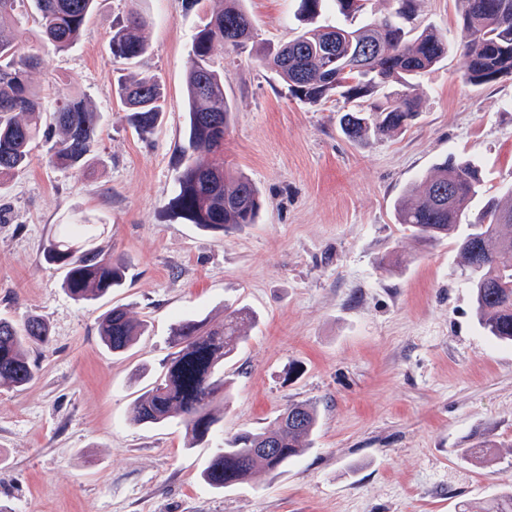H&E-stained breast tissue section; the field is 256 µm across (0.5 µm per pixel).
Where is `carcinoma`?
<instances>
[{
    "label": "carcinoma",
    "instance_id": "obj_1",
    "mask_svg": "<svg viewBox=\"0 0 512 512\" xmlns=\"http://www.w3.org/2000/svg\"><path fill=\"white\" fill-rule=\"evenodd\" d=\"M22 0H0V185L25 169L33 145L57 135L46 155L56 169L79 171L91 161L96 146V113L82 95H63L51 112L42 107L31 71L39 58L26 54L14 17ZM43 38L60 53L81 39L97 0H30ZM369 0H299V15L313 19L328 5L344 20L365 13ZM463 40V79L481 86L512 76V0H459ZM415 0H402L399 19L367 18L358 26L340 20L304 29L275 48L263 47L258 60L284 82L292 97L311 106L333 97L348 109L340 118L344 135L363 141L404 130L416 112L412 79L433 69L448 53V38L432 30L409 36L405 22ZM148 22L130 14L114 27L110 41L114 71L142 57ZM254 22L243 0H222L220 9L193 34L185 77L188 105L186 143L181 150L177 190L169 202L191 224L229 231L256 222L260 195L252 181L224 170V129L234 107L224 91V67L216 53L224 47L244 50L255 43ZM400 93L370 107L365 102L391 83ZM117 93L125 120L140 132L153 129L164 112V96L156 77H122ZM397 223L424 246L453 239L467 270L478 324L490 338L512 345V189L502 195L485 188L477 167L448 156L425 182L419 202L401 201ZM96 225L86 221L76 230L54 237L44 251L45 262L65 270L64 287L78 302H92L122 288L126 263L96 246ZM255 322L244 307L224 312L213 325L189 317L172 328L174 352L162 377L150 383L132 404L135 425L176 423L189 444L209 440L219 416L216 403L228 396L221 364L232 359L245 340L244 326ZM144 332L142 323L115 306L100 317L98 336L114 355L125 353ZM50 331L37 315L21 324L0 318V387L25 389L35 378L28 357L33 344L46 345ZM318 409L293 403L276 417L274 426L247 430L215 450L203 472L216 490L234 488L259 472L276 471L304 455L312 445ZM496 444L483 442L467 449L479 464L493 460ZM483 512H512V491L490 495Z\"/></svg>",
    "mask_w": 512,
    "mask_h": 512
}]
</instances>
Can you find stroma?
Listing matches in <instances>:
<instances>
[{
    "label": "stroma",
    "instance_id": "stroma-1",
    "mask_svg": "<svg viewBox=\"0 0 512 512\" xmlns=\"http://www.w3.org/2000/svg\"><path fill=\"white\" fill-rule=\"evenodd\" d=\"M297 0H244L257 43L297 33ZM218 0H98L79 43L58 53L18 13L43 106L59 90L86 95L102 118L95 157L77 173L49 167L38 146L28 170L0 184V316L42 318L32 384L0 387V504L10 512H463L512 490V347L485 335L450 241L425 248L397 222L409 187L447 156L481 170L487 189L512 185V77L461 78L457 0H417L410 22L450 43L413 80L407 130L354 143L340 102H299L251 56L224 52L235 105L224 166L259 189L257 224L207 231L167 208L185 144L191 38ZM145 17L148 51L130 75H155L165 108L135 132L112 88V27ZM102 224L98 243L130 265L129 285L73 300L64 270L43 257L60 224ZM124 306L146 332L123 355L104 349L97 321ZM245 307L255 326L224 373L230 383L214 443L272 425L289 404L319 410L313 448L285 471L214 490L212 454L184 429L136 426L130 405L161 372L172 327L220 323ZM486 465L465 459L482 440Z\"/></svg>",
    "mask_w": 512,
    "mask_h": 512
}]
</instances>
